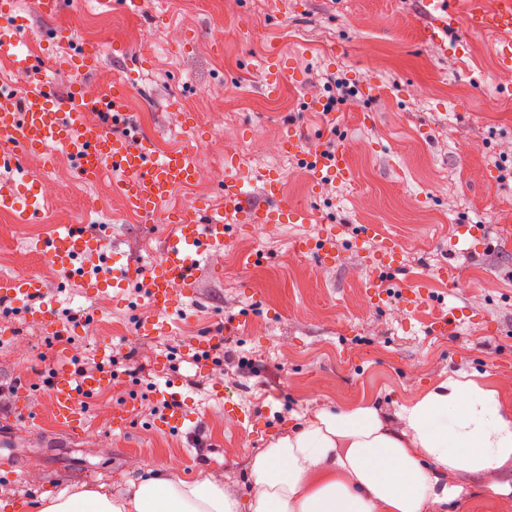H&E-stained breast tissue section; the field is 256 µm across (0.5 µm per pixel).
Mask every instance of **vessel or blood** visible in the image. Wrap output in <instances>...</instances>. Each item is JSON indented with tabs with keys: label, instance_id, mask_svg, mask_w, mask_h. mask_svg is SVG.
I'll list each match as a JSON object with an SVG mask.
<instances>
[{
	"label": "vessel or blood",
	"instance_id": "vessel-or-blood-1",
	"mask_svg": "<svg viewBox=\"0 0 512 512\" xmlns=\"http://www.w3.org/2000/svg\"><path fill=\"white\" fill-rule=\"evenodd\" d=\"M417 2L427 19L423 38L437 52L454 30L469 34L512 30V0ZM20 25L13 14V0H0V62L26 74L34 70L35 57L19 46ZM263 77L267 96H276L285 77L273 59H266ZM129 95V87L117 79L110 87L93 94L79 87L62 96L45 79L37 80L21 95L0 92V164L19 172L17 179L0 183V212L14 215L22 223L43 208L45 200L40 197L38 188L30 186L23 173L24 163L31 156L48 154L54 145L61 143L74 157L82 180H95L104 168H111L120 176L115 189L122 196L127 211L148 223L158 219L164 204L177 190L200 178L203 165L192 148L164 149L149 135L116 134L92 120V113L108 110L114 124H126L125 105ZM239 167L237 156H225L222 210L209 213L203 219L198 209L185 207L179 209L177 220L172 221L162 257L148 274L149 301L156 312L169 313L191 297L195 273L202 260L220 254L227 245V225L310 222L307 206L283 197L275 175L266 177V203L252 202L238 176ZM352 179L346 142L340 138L331 160L317 162L314 181L320 185ZM107 247L105 235L88 233L80 224H69L53 236L43 255L51 268L65 276L73 272L78 256L92 253L102 257ZM140 272V267L130 264L114 270L109 279L96 280L95 285L120 293ZM40 288V281L32 275L1 277L0 300L30 297ZM111 384V379L100 373L76 382L67 366L56 368L47 389L57 423L72 433H80L86 418L80 395L95 394ZM155 394L163 400L167 410L161 430L181 427L190 416L187 400L170 383L156 389Z\"/></svg>",
	"mask_w": 512,
	"mask_h": 512
}]
</instances>
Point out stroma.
<instances>
[{"label": "stroma", "instance_id": "obj_1", "mask_svg": "<svg viewBox=\"0 0 512 512\" xmlns=\"http://www.w3.org/2000/svg\"><path fill=\"white\" fill-rule=\"evenodd\" d=\"M14 2L24 47L58 91L121 79L135 132L200 151L201 183L178 190L167 210L222 208L224 156L246 145L249 196L265 203L264 176L277 172L283 193L306 203L313 219L234 225L222 273L209 265L197 272L191 313L160 317L147 292L88 293L80 276L58 274L34 246L79 221L107 232L104 271L130 260L148 270L167 225L129 215L111 171L82 181L64 146L30 158V181L55 190L28 223L0 213V274L31 272L42 283L18 314L0 310V512H32L42 493L73 484L120 494L157 467L184 480L211 477L241 498L252 456L290 426L363 402L391 419L450 375L497 388L512 409V74L497 68L499 35H452L447 53H435L422 40L415 0H261L257 10L251 0H156L154 12L140 15L117 2L59 0L51 16L37 0ZM61 27L73 42H58ZM170 29L182 36L173 47L159 41ZM88 40L100 53L83 66L75 56ZM272 50L290 75L274 99L260 69ZM139 54L147 65L132 64ZM337 74L356 97L330 117L310 111L309 99L325 98ZM226 113L236 117L228 127ZM291 134L320 146L345 138L352 183L316 187L304 154L273 164L268 144ZM365 224L376 228L367 239ZM389 237L400 249L394 270L377 260ZM301 239L311 253L295 251ZM323 245L336 251L335 266L316 256ZM413 288L421 295L410 306ZM44 307L70 312L71 343L32 319ZM451 308L455 329L433 335L431 323ZM156 318L164 332L140 335V323ZM204 336L218 337L222 362L203 358ZM130 352L147 380L126 372L121 358ZM76 358L114 367L111 387L85 398L88 419L74 436L53 424L43 378ZM241 358L248 366L225 377V364ZM21 381L29 385L23 398ZM171 381L195 410L162 431L148 407L154 386ZM129 402L126 427L114 428V413ZM456 482L459 495L427 512H512V494L493 493L483 477L461 473Z\"/></svg>", "mask_w": 512, "mask_h": 512}]
</instances>
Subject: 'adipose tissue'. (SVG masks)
<instances>
[{"label":"adipose tissue","instance_id":"obj_1","mask_svg":"<svg viewBox=\"0 0 512 512\" xmlns=\"http://www.w3.org/2000/svg\"><path fill=\"white\" fill-rule=\"evenodd\" d=\"M512 462V412L496 390L455 376L401 404L395 420L369 403L324 409L250 460L247 499L207 477L146 470L123 496L66 486L37 512H425L455 499L458 473L491 478Z\"/></svg>","mask_w":512,"mask_h":512}]
</instances>
